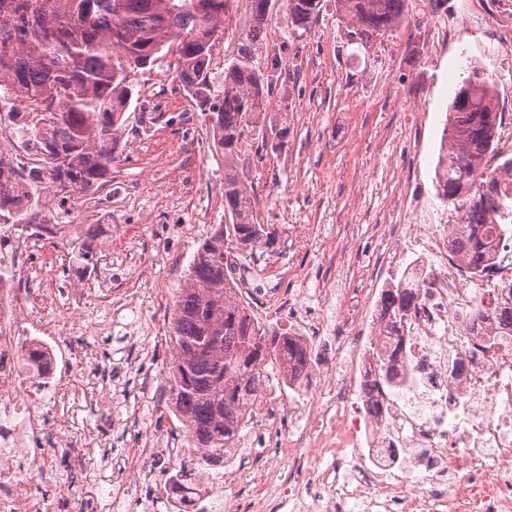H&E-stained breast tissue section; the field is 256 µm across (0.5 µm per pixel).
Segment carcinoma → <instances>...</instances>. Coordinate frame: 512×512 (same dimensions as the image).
<instances>
[{"instance_id": "carcinoma-1", "label": "carcinoma", "mask_w": 512, "mask_h": 512, "mask_svg": "<svg viewBox=\"0 0 512 512\" xmlns=\"http://www.w3.org/2000/svg\"><path fill=\"white\" fill-rule=\"evenodd\" d=\"M233 0H0V87L7 85L36 112L48 116L28 128V140L43 166L19 168L0 149V224H48L45 204L30 186L63 192L76 201L112 179V162L133 95L132 74L170 57L183 90L207 113L211 147L224 158V213L220 224L196 249L186 284L173 302L169 341L174 354L166 376V405L183 424L188 447L200 450L196 469L232 458L231 444L249 422L250 409L265 389L266 367L282 375L305 368L308 348L298 336L272 329L239 295L227 268L239 251H269L275 234L258 222L256 203L241 167L242 143L253 130L269 129L288 144V106L269 118L265 110L274 90H288L290 73L281 52L266 53L261 24L271 0H250L254 25L238 55L224 68L216 91L210 78L214 38ZM288 23L307 31L323 0H284ZM408 0H336L347 39L368 44L395 31ZM469 99L454 95L445 136L449 151L439 157L435 179L446 204L472 201L469 233L453 242L474 268L492 255L498 206L497 174L477 175L492 152L497 125L498 89L473 67L462 80ZM76 273L96 267V250L81 242L71 250ZM415 293L390 290L383 299L395 327L407 316ZM164 483L182 497L193 495L183 469L165 472Z\"/></svg>"}]
</instances>
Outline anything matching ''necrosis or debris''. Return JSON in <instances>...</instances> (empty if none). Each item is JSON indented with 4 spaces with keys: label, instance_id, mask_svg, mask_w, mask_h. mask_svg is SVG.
I'll use <instances>...</instances> for the list:
<instances>
[{
    "label": "necrosis or debris",
    "instance_id": "4bbe7bcc",
    "mask_svg": "<svg viewBox=\"0 0 512 512\" xmlns=\"http://www.w3.org/2000/svg\"><path fill=\"white\" fill-rule=\"evenodd\" d=\"M405 206L380 227L386 251L363 255L366 288H344L342 319L329 347V374H301L288 389L265 390L251 409L267 441L251 456L258 469L287 461L291 473L273 497L277 512H512V328L493 316L512 303V237L495 241L493 259L473 270L450 247L468 223L470 202L432 206L403 186ZM49 226L25 233L0 225V267L26 264ZM400 270L401 288L419 296L408 319L390 330L373 285ZM260 312L284 313L301 337L320 336L323 321L303 316L292 294L251 267L235 270ZM30 289L0 271V512H56L28 483L40 464L30 454L48 411L66 408L73 384L56 351L79 325L75 311L31 334L23 318ZM395 338L399 383L379 375L377 345ZM190 448L134 449L128 485L159 456L191 461Z\"/></svg>",
    "mask_w": 512,
    "mask_h": 512
}]
</instances>
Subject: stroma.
I'll return each instance as SVG.
<instances>
[{"label": "stroma", "mask_w": 512, "mask_h": 512, "mask_svg": "<svg viewBox=\"0 0 512 512\" xmlns=\"http://www.w3.org/2000/svg\"><path fill=\"white\" fill-rule=\"evenodd\" d=\"M448 2L442 14L430 0H408L393 35L364 47L343 45L336 0H325L318 22L300 36L288 26L283 0L271 2L266 42L281 48L297 75L288 85L291 132L281 152L263 146L258 134L243 147L257 218L275 230L277 241L274 252H243L238 260L298 292L308 311L320 310L315 276L330 272L337 255H345L358 280L361 246L385 249L372 226L394 216L401 181L411 179L416 191L439 203L435 168L462 59L496 71L500 97L512 99V0ZM462 9L477 11L480 27L462 29L434 56L435 23L454 20ZM252 24L249 0H233L212 48L214 85L222 84ZM134 84L111 182L55 214L58 236L35 249L18 272L34 290L27 318L35 324L66 308L72 289L113 291L109 303L80 312L83 331L71 343L72 350L87 352L74 378L79 391L68 404L61 437L39 445L48 466L32 485L57 499L58 512H167L162 473L143 478L119 505L104 490L124 480L126 457L142 438L162 449L185 437L174 415L156 409L167 397L164 387L146 390L142 380H165L173 346L155 341L154 331L169 328L173 298L199 242L225 221L224 160L211 146L205 115L167 61L139 71ZM402 99L408 103L403 110L397 107ZM413 109L429 115L424 136L433 146L421 159L403 135ZM95 230L97 268L77 278L68 269L69 247ZM75 441L92 443V451L76 456ZM287 474V463L277 462L269 474L225 484L224 512H235L242 492L273 493Z\"/></svg>", "instance_id": "1"}]
</instances>
